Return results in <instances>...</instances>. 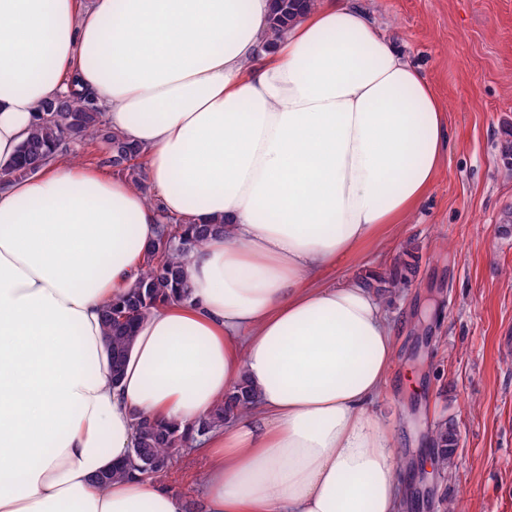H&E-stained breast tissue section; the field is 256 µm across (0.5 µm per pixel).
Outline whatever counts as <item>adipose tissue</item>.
Returning <instances> with one entry per match:
<instances>
[{
    "mask_svg": "<svg viewBox=\"0 0 512 512\" xmlns=\"http://www.w3.org/2000/svg\"><path fill=\"white\" fill-rule=\"evenodd\" d=\"M271 0H0V164L69 78L141 150L149 191L54 155L0 186V512H401L407 475L373 407L394 329L363 280L449 145L431 84L350 0H316L263 49ZM223 222L192 252L193 300L140 324L119 383L102 310L158 226ZM194 501L160 479L96 484L137 418L188 429Z\"/></svg>",
    "mask_w": 512,
    "mask_h": 512,
    "instance_id": "adipose-tissue-1",
    "label": "adipose tissue"
}]
</instances>
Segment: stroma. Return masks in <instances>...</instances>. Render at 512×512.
<instances>
[{"instance_id":"35a3bbf8","label":"stroma","mask_w":512,"mask_h":512,"mask_svg":"<svg viewBox=\"0 0 512 512\" xmlns=\"http://www.w3.org/2000/svg\"><path fill=\"white\" fill-rule=\"evenodd\" d=\"M435 89L449 149L433 187L389 248L363 249L325 283L413 271L382 292L396 358L376 410L415 462L407 512H512V178L500 139L512 126V0H357ZM453 421L439 469L429 438Z\"/></svg>"}]
</instances>
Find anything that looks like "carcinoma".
I'll use <instances>...</instances> for the list:
<instances>
[{"instance_id": "obj_1", "label": "carcinoma", "mask_w": 512, "mask_h": 512, "mask_svg": "<svg viewBox=\"0 0 512 512\" xmlns=\"http://www.w3.org/2000/svg\"><path fill=\"white\" fill-rule=\"evenodd\" d=\"M314 0H273L268 28L263 44L269 49L294 24L297 17L313 5ZM107 144L108 162L117 172L140 186L143 177L138 160L140 149L112 131L103 113L72 83L69 90L44 100L39 106L38 123L31 135L16 151L14 160L0 168V183L29 177L38 172L57 151L66 152L70 145ZM224 233L222 224H161L156 244L147 256L138 280L102 313V324L112 363V384L122 376L135 331L154 308L169 301L191 299L190 286L183 276V264L189 255L209 238ZM406 280L403 265L396 263L385 277L379 278L377 290L393 288ZM249 390L241 386L222 399L214 410L200 419L191 435L182 434L177 427L147 418L138 422L137 438L132 448V460L117 465L96 478L99 484L135 474L163 477L167 475L181 450L189 442L224 426L238 415L241 403ZM432 441L438 449L439 468L448 467L454 454L457 433L453 424L443 423L432 431Z\"/></svg>"}]
</instances>
